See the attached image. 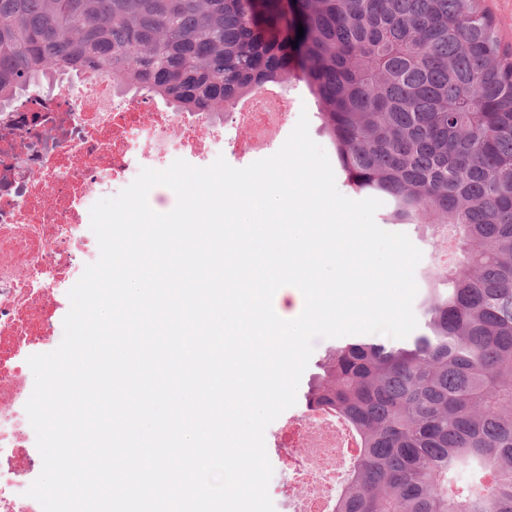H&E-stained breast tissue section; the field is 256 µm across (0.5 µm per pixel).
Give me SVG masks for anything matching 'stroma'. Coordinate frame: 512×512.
Returning <instances> with one entry per match:
<instances>
[{
    "label": "stroma",
    "mask_w": 512,
    "mask_h": 512,
    "mask_svg": "<svg viewBox=\"0 0 512 512\" xmlns=\"http://www.w3.org/2000/svg\"><path fill=\"white\" fill-rule=\"evenodd\" d=\"M274 93L288 104V114L283 123L266 137L261 146L254 150H241V143L248 141L251 131L240 121L239 112L245 111L246 103H239L236 113L224 119V151L225 160L233 167L243 168L252 162L273 155L281 147L294 126L300 114L309 117V132L312 139L319 144L328 158H335L336 153L329 139L321 130L320 106L311 94L303 72L299 69L288 71L279 84L274 85ZM398 232L406 234L411 242L421 250V267L447 269L452 257L448 238L444 235H421L415 225L401 224ZM333 338H317L313 341V353L309 364L302 375L298 387V399L294 406L285 410L265 432V444L269 461L273 467V475L269 483V494L273 501L275 512H295L301 497L309 495V486L296 483L292 469L285 460L284 433L289 424L301 422L310 417L304 396L313 379L318 375L317 365L330 347L336 346Z\"/></svg>",
    "instance_id": "obj_1"
}]
</instances>
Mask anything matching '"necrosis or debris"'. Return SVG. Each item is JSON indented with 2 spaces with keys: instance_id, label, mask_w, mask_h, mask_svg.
Here are the masks:
<instances>
[{
  "instance_id": "4bbe7bcc",
  "label": "necrosis or debris",
  "mask_w": 512,
  "mask_h": 512,
  "mask_svg": "<svg viewBox=\"0 0 512 512\" xmlns=\"http://www.w3.org/2000/svg\"><path fill=\"white\" fill-rule=\"evenodd\" d=\"M108 77L33 90L0 108V512H42L26 491L36 479V435L25 405L29 357L54 334L60 298L99 256L91 200L114 179L173 154L202 156L224 135L220 112H174L131 97L117 104ZM316 443L302 458L306 483L331 443L319 419L298 428Z\"/></svg>"
}]
</instances>
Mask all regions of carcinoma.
<instances>
[{
    "instance_id": "cac0c4a2",
    "label": "carcinoma",
    "mask_w": 512,
    "mask_h": 512,
    "mask_svg": "<svg viewBox=\"0 0 512 512\" xmlns=\"http://www.w3.org/2000/svg\"><path fill=\"white\" fill-rule=\"evenodd\" d=\"M481 2L0 0V106L103 75L213 112L297 66L350 189L451 232L423 332L329 350L306 395L356 448L333 512H512V47Z\"/></svg>"
}]
</instances>
